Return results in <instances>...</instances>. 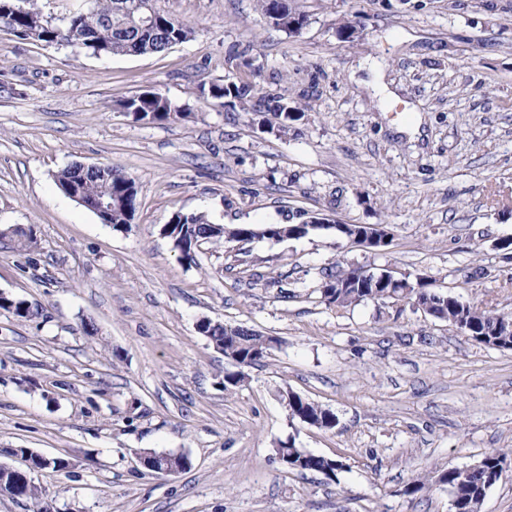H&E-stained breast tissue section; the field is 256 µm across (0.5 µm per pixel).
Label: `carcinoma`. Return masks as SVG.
Returning a JSON list of instances; mask_svg holds the SVG:
<instances>
[{
	"label": "carcinoma",
	"instance_id": "1",
	"mask_svg": "<svg viewBox=\"0 0 512 512\" xmlns=\"http://www.w3.org/2000/svg\"><path fill=\"white\" fill-rule=\"evenodd\" d=\"M26 6L15 9L13 0H0V27L10 29L17 37L26 39L29 31H37L36 41L45 46L69 45L93 55H139L163 52L169 47L189 39L194 30L176 16L160 10L157 0H94L93 6L73 12L63 23L55 24L45 18L34 0H25ZM258 10L275 28L288 34H300L307 23V16L292 10L286 0H257ZM144 11L154 15L148 28L135 25L136 18ZM201 94L209 103L227 111L269 112L277 118L278 129L288 133L300 121L304 109L284 95L256 98V85L245 82L212 83L201 86ZM120 111L135 119L148 122H175L188 117L186 108L178 106L155 91H144L118 103ZM61 192L69 196L76 187L87 196H103L112 204L107 223L115 230L129 224L137 210L138 193L129 192V185L136 180L127 172L110 166L96 174L76 166L63 169L56 176ZM167 228L168 238L188 264L196 260L198 243L227 242L237 238L247 243L255 239H275L305 233L297 224H215L203 215L175 213ZM379 273L362 268L336 265V269L323 273L321 299L336 308L368 301H384L408 292V299L418 304V310L435 320L467 335V338L485 346L496 345L512 350V335L497 336L495 331L512 321V313H492L467 304L444 291L430 276L420 274L401 283H376ZM0 309L17 318L27 319L32 311L23 300L0 296ZM204 337L210 346L239 367L224 373V391L231 392L245 381L243 369L252 367L267 358L272 349V338L252 330L222 322L206 328ZM288 412L291 419L322 430L336 427V415L296 392H288ZM280 463L299 471H315L333 480L343 464L329 457L306 452L294 443H281L276 448ZM506 453L493 451L486 454L475 467H453L432 476L435 483L448 487L451 500L460 512H481L488 492L502 479ZM12 498L31 501L34 512H49L43 505L42 491L33 480L13 488L11 476L0 477V492Z\"/></svg>",
	"mask_w": 512,
	"mask_h": 512
}]
</instances>
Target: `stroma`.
<instances>
[{
    "label": "stroma",
    "mask_w": 512,
    "mask_h": 512,
    "mask_svg": "<svg viewBox=\"0 0 512 512\" xmlns=\"http://www.w3.org/2000/svg\"><path fill=\"white\" fill-rule=\"evenodd\" d=\"M157 5L194 30L158 54L94 56L0 29V292L39 311L0 310V463L23 466L21 448L66 459L34 475L51 512H450L447 487L412 483L504 450L483 512H512V351L403 301L339 309L318 290L337 264L387 269L512 311V260L497 248L512 239V0H296L308 19L296 37L256 0ZM346 18L360 23L347 41ZM231 51L244 65L226 66ZM224 81L305 116L285 135L260 128L201 98ZM149 89L189 118L117 110ZM75 164L135 177L126 231L60 192L57 172ZM176 212L322 213L390 225L393 239L205 243L190 265L161 233ZM204 318L279 340L233 392ZM290 391L336 427L292 421ZM288 440L341 461L336 480L284 469ZM144 451L192 465L156 475Z\"/></svg>",
    "instance_id": "35a3bbf8"
}]
</instances>
